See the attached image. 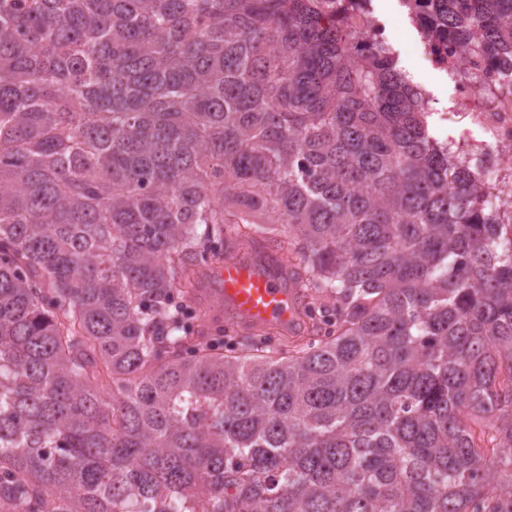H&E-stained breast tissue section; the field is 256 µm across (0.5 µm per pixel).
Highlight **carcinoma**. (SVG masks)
<instances>
[{"label": "carcinoma", "mask_w": 512, "mask_h": 512, "mask_svg": "<svg viewBox=\"0 0 512 512\" xmlns=\"http://www.w3.org/2000/svg\"><path fill=\"white\" fill-rule=\"evenodd\" d=\"M326 6L0 0V512H512V234ZM262 245L305 334L192 329Z\"/></svg>", "instance_id": "1"}]
</instances>
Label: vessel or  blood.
Wrapping results in <instances>:
<instances>
[{"instance_id":"b4317fda","label":"vessel or blood","mask_w":512,"mask_h":512,"mask_svg":"<svg viewBox=\"0 0 512 512\" xmlns=\"http://www.w3.org/2000/svg\"><path fill=\"white\" fill-rule=\"evenodd\" d=\"M216 272L218 297L242 327L287 331L296 326L297 291L287 285L285 276L270 261L228 258L217 265Z\"/></svg>"}]
</instances>
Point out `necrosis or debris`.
<instances>
[{
	"label": "necrosis or debris",
	"mask_w": 512,
	"mask_h": 512,
	"mask_svg": "<svg viewBox=\"0 0 512 512\" xmlns=\"http://www.w3.org/2000/svg\"><path fill=\"white\" fill-rule=\"evenodd\" d=\"M395 16L412 34L411 49L436 75L449 81L453 107L468 126L457 141L465 155L482 156L491 178L488 187L498 207L499 223L512 225V66L488 62L461 52L427 23L425 0H394ZM388 15L377 0H359L357 9L343 14L346 26L366 42L402 57Z\"/></svg>",
	"instance_id": "4bbe7bcc"
}]
</instances>
